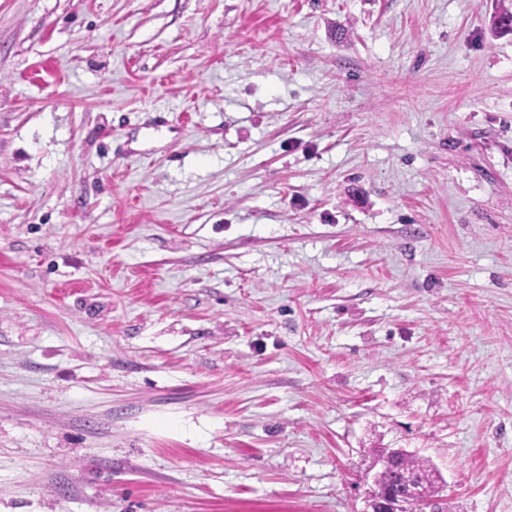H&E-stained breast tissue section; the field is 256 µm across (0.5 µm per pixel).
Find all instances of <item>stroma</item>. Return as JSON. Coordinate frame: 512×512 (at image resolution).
<instances>
[{
  "mask_svg": "<svg viewBox=\"0 0 512 512\" xmlns=\"http://www.w3.org/2000/svg\"><path fill=\"white\" fill-rule=\"evenodd\" d=\"M512 0H0V512H512ZM435 468L427 461L418 459L416 457H406L401 464V475L405 478H412L415 476H423L430 479L428 491L433 489V493L439 486V473L435 480ZM434 484V486H433ZM377 490L372 495L371 512H408L424 506L430 501L425 489L418 484H409L405 491L383 489L375 478Z\"/></svg>",
  "mask_w": 512,
  "mask_h": 512,
  "instance_id": "35a3bbf8",
  "label": "stroma"
}]
</instances>
